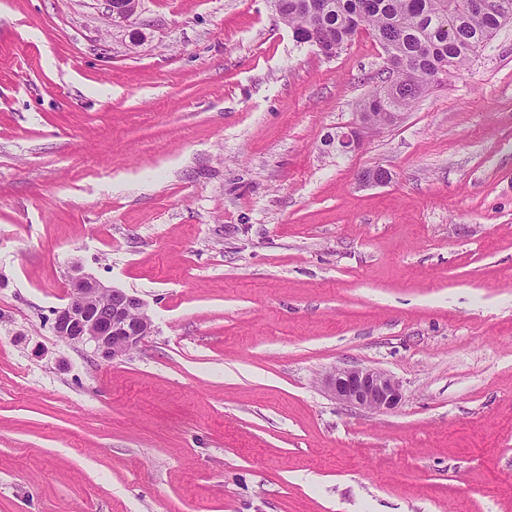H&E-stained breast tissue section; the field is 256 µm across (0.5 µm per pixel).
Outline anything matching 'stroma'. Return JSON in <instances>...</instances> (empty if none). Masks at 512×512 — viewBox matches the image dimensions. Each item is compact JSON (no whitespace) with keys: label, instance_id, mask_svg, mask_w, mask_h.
I'll list each match as a JSON object with an SVG mask.
<instances>
[{"label":"stroma","instance_id":"stroma-1","mask_svg":"<svg viewBox=\"0 0 512 512\" xmlns=\"http://www.w3.org/2000/svg\"><path fill=\"white\" fill-rule=\"evenodd\" d=\"M383 66L273 0H0V512H512V24L338 152ZM78 271L135 350L55 336ZM323 386L340 403L370 411L395 409L402 400L398 381L368 367H336L325 375Z\"/></svg>","mask_w":512,"mask_h":512}]
</instances>
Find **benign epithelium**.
<instances>
[{
  "label": "benign epithelium",
  "mask_w": 512,
  "mask_h": 512,
  "mask_svg": "<svg viewBox=\"0 0 512 512\" xmlns=\"http://www.w3.org/2000/svg\"><path fill=\"white\" fill-rule=\"evenodd\" d=\"M106 4L112 21H126L135 14L138 0H106ZM400 116L391 112L389 119L377 121L367 112H358L354 126L336 134V147L355 148L363 132L390 125ZM52 324L56 335L70 343L91 344L105 359L127 355L152 332V319L142 299L85 275L72 278L68 302L53 311ZM323 386L337 401L370 411L392 410L402 400L398 381L368 367H336L325 375Z\"/></svg>",
  "instance_id": "1"
}]
</instances>
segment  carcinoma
<instances>
[{
  "label": "carcinoma",
  "instance_id": "1",
  "mask_svg": "<svg viewBox=\"0 0 512 512\" xmlns=\"http://www.w3.org/2000/svg\"><path fill=\"white\" fill-rule=\"evenodd\" d=\"M323 10L316 0H274L279 19L298 44L311 31L341 50L360 25L371 31L384 53L398 54L408 62L405 72H388L383 85L359 105L361 112L407 109L425 87L469 64L512 16L495 12L474 15L466 0H326Z\"/></svg>",
  "mask_w": 512,
  "mask_h": 512
}]
</instances>
